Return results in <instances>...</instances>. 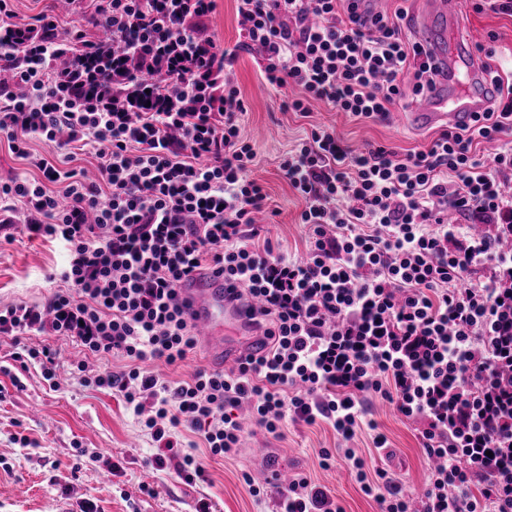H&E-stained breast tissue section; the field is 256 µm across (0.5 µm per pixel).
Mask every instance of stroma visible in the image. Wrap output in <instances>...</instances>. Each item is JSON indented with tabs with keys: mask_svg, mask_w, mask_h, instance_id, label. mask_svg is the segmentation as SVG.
Segmentation results:
<instances>
[{
	"mask_svg": "<svg viewBox=\"0 0 512 512\" xmlns=\"http://www.w3.org/2000/svg\"><path fill=\"white\" fill-rule=\"evenodd\" d=\"M237 7V0H216L206 30L237 53L234 77L247 108L244 134L256 152L250 175L265 185L268 206L276 213L263 230L283 253L298 257L306 251L305 229L298 222L303 202L278 163L311 125L335 129L353 149L383 146L400 155L425 149L433 135L414 132L403 122L402 114L409 108L405 102L393 105L387 120L375 122L356 121L324 105L314 106L306 117L284 111L283 94L260 77L258 53L238 48L245 34ZM458 14L482 66L512 73V16L477 9L476 0H458ZM64 261L60 246L29 237L23 225L0 227V305L47 301L58 288L47 274ZM28 342L59 351L58 384L49 386L39 366L24 367L15 361L13 338L0 334V387L7 390L0 399V512H80L79 505L86 500L96 504L97 512H194L201 500L209 503L210 512H272L273 496H251L242 475L250 473L264 485L281 471L307 475L345 512L378 510L344 459L321 467L320 449L342 445L323 423L289 422L278 437L249 427V446L268 448V455L258 460L243 452L229 459H204L206 478L196 483L181 480L174 464L153 468L157 444L122 398L69 376L75 344L48 329ZM15 375L23 389L12 387ZM368 408L387 437V447L375 448L372 433L364 426L357 429L350 447L370 468L386 469L406 490L419 491L429 462L412 422L375 398L369 399ZM145 483L153 486V494L142 493Z\"/></svg>",
	"mask_w": 512,
	"mask_h": 512,
	"instance_id": "obj_1",
	"label": "stroma"
}]
</instances>
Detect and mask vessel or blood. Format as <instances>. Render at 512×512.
Returning <instances> with one entry per match:
<instances>
[{"label": "vessel or blood", "instance_id": "obj_1", "mask_svg": "<svg viewBox=\"0 0 512 512\" xmlns=\"http://www.w3.org/2000/svg\"><path fill=\"white\" fill-rule=\"evenodd\" d=\"M457 11L455 0H431L427 14L418 23L428 39L437 74L408 114L414 127L453 126L489 104L493 88L458 24ZM179 287L207 355L221 357L228 350L222 336L224 324L244 321L243 307L225 301L224 278L212 272H193Z\"/></svg>", "mask_w": 512, "mask_h": 512}]
</instances>
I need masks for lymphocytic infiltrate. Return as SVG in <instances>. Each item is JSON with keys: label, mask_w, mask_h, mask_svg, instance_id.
<instances>
[{"label": "lymphocytic infiltrate", "mask_w": 512, "mask_h": 512, "mask_svg": "<svg viewBox=\"0 0 512 512\" xmlns=\"http://www.w3.org/2000/svg\"><path fill=\"white\" fill-rule=\"evenodd\" d=\"M74 2L63 37L53 18L0 0V138L42 174L0 182V223L21 221L65 251L47 275L61 289L42 306L0 308V333L48 326L73 339L84 355L73 376L119 394L157 442L155 465L174 462L186 483L204 478L203 457L239 453L241 407L275 436L287 421L323 422L348 441L364 425L384 447L367 417L377 395L415 424L431 463L419 512H512V247L499 243L512 235V196L476 157L512 129V79L491 72L486 111L402 157L354 152L312 126L279 164L305 202L298 259L256 227L268 194L250 176L236 53L204 33L215 0ZM361 5L240 0L264 82L292 92L284 109L305 116L318 101L382 120L430 87L423 45ZM88 22L101 36L86 38ZM34 136L62 165L30 152ZM84 148L97 178L69 166ZM203 269L223 274L225 300L245 306L265 351L169 380L146 364L196 349L177 285ZM106 355L120 370L90 369ZM187 431L204 452L185 446ZM340 455L380 512H410L401 485L368 477L355 449H321L320 463ZM277 495L276 512H343L304 476Z\"/></svg>", "instance_id": "obj_1"}]
</instances>
